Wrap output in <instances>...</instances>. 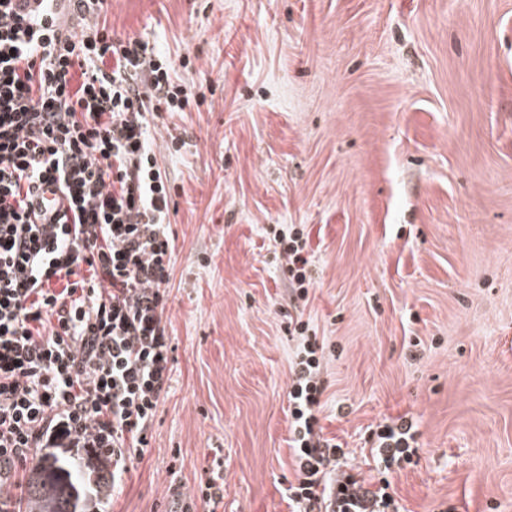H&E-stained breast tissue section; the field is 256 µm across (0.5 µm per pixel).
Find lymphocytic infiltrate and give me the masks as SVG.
<instances>
[{
    "label": "lymphocytic infiltrate",
    "instance_id": "obj_1",
    "mask_svg": "<svg viewBox=\"0 0 512 512\" xmlns=\"http://www.w3.org/2000/svg\"><path fill=\"white\" fill-rule=\"evenodd\" d=\"M111 2L0 0V512L40 448L110 459L122 485L171 389V194L150 128L194 96L154 45L101 25ZM47 185L64 202L49 216L37 206ZM273 240L299 307L307 239L291 226ZM288 334L290 512H402L389 488L419 460L417 421L370 432V486L322 434L323 342L299 316Z\"/></svg>",
    "mask_w": 512,
    "mask_h": 512
}]
</instances>
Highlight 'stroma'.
Listing matches in <instances>:
<instances>
[{
  "label": "stroma",
  "mask_w": 512,
  "mask_h": 512,
  "mask_svg": "<svg viewBox=\"0 0 512 512\" xmlns=\"http://www.w3.org/2000/svg\"><path fill=\"white\" fill-rule=\"evenodd\" d=\"M107 27L198 99L153 133L172 387L107 512H170L217 456L216 512H289L276 224L308 235L325 437L368 478L410 414L404 512H512V0H112Z\"/></svg>",
  "instance_id": "1"
}]
</instances>
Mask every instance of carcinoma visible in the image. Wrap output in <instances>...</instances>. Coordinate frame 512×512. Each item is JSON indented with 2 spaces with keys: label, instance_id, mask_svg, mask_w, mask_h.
Here are the masks:
<instances>
[{
  "label": "carcinoma",
  "instance_id": "carcinoma-1",
  "mask_svg": "<svg viewBox=\"0 0 512 512\" xmlns=\"http://www.w3.org/2000/svg\"><path fill=\"white\" fill-rule=\"evenodd\" d=\"M95 469L103 473L91 460L66 451L35 455L27 476L26 512H92L90 502L110 495V485L88 476Z\"/></svg>",
  "mask_w": 512,
  "mask_h": 512
}]
</instances>
